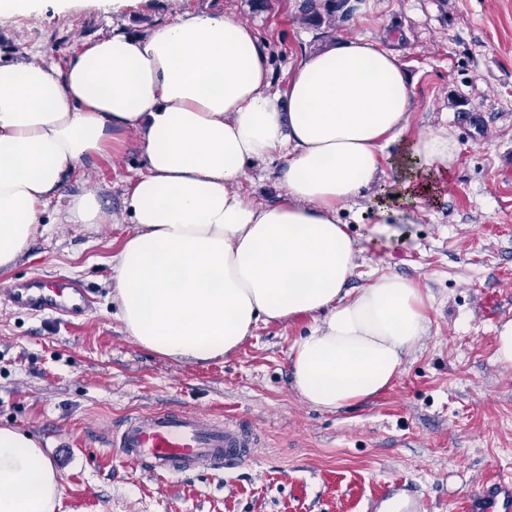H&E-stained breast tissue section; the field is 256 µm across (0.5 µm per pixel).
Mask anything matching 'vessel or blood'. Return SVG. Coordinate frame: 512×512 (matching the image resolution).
Here are the masks:
<instances>
[{
    "instance_id": "1",
    "label": "vessel or blood",
    "mask_w": 512,
    "mask_h": 512,
    "mask_svg": "<svg viewBox=\"0 0 512 512\" xmlns=\"http://www.w3.org/2000/svg\"><path fill=\"white\" fill-rule=\"evenodd\" d=\"M17 307L85 315L89 299L82 288L66 281L47 286L34 277L7 288ZM104 439L114 460L136 464L161 480L187 472L223 471L254 458L261 442L255 430L235 417L219 418L193 409H157L135 413L105 430ZM460 512H512V478L485 480L461 500Z\"/></svg>"
}]
</instances>
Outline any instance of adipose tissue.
<instances>
[{
  "label": "adipose tissue",
  "mask_w": 512,
  "mask_h": 512,
  "mask_svg": "<svg viewBox=\"0 0 512 512\" xmlns=\"http://www.w3.org/2000/svg\"><path fill=\"white\" fill-rule=\"evenodd\" d=\"M271 57L230 12L183 11L151 36L113 32L56 65L41 52L0 63V272L38 233L64 179L106 154L114 132L141 139L145 169L123 209L134 226L112 260V298L137 344L176 360L233 353L258 323L312 319L291 348L292 386L335 411L384 391L430 330L415 282L347 283L360 249L340 209L393 175L372 202L437 201L458 159L450 128L405 137L413 103L400 56L363 35L309 53L272 95ZM279 157L285 196L240 188ZM67 224L112 221L97 192L72 197ZM58 471L39 441L0 427V512H55Z\"/></svg>",
  "instance_id": "ef3b65f1"
}]
</instances>
